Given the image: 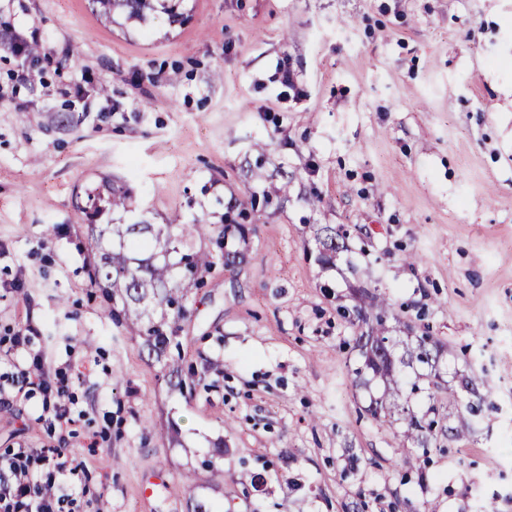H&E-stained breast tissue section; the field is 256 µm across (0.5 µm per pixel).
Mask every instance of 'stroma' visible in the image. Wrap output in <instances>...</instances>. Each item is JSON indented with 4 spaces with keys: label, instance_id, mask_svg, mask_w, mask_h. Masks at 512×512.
Here are the masks:
<instances>
[{
    "label": "stroma",
    "instance_id": "stroma-1",
    "mask_svg": "<svg viewBox=\"0 0 512 512\" xmlns=\"http://www.w3.org/2000/svg\"><path fill=\"white\" fill-rule=\"evenodd\" d=\"M179 10L0 0V38L25 47L0 49V377L44 353L80 417L60 444L40 397L1 388L0 453L64 446L81 512H512V0ZM111 184L127 208L86 207ZM266 194L241 263L189 289L179 352L107 315L92 225L203 222L191 244L213 253ZM313 224L344 231L335 267ZM356 288L398 339L429 328L445 381L473 380V432L424 449L367 413L368 326L339 312ZM98 4L100 12L111 16L114 10L120 9L126 12L129 19L146 22L147 13L154 10V0H94Z\"/></svg>",
    "mask_w": 512,
    "mask_h": 512
}]
</instances>
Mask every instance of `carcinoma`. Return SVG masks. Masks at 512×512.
I'll return each instance as SVG.
<instances>
[{"label":"carcinoma","mask_w":512,"mask_h":512,"mask_svg":"<svg viewBox=\"0 0 512 512\" xmlns=\"http://www.w3.org/2000/svg\"><path fill=\"white\" fill-rule=\"evenodd\" d=\"M102 14L109 16L120 9L128 18L140 22L154 10V0H94ZM206 224H151L139 221L133 224H110L98 231L97 239L110 235L111 245L99 252L98 262L90 270V279L105 299L112 304L108 316L125 324L133 336L144 338L149 351L161 358L178 337L177 320L187 313L184 300L187 290L197 284L198 274L209 270L213 256L209 252L185 248L188 240L206 233ZM314 239L319 245V261L330 263L342 249L336 227H313ZM248 240L242 224L224 225L220 246L224 269L232 270L239 263L240 246ZM355 319L372 320L371 334L361 336L358 346L363 363L354 370L358 381L378 380L383 384L381 397L371 402L367 411L376 419L395 417L407 426V435L416 437L426 447L434 438V421H423L410 408L409 394L419 390L418 380L441 385L440 348L433 337L422 334L405 344L403 352L396 353L397 342L388 336L386 328L387 304L374 295L354 306ZM412 370L415 381L410 392H405V372ZM474 412L469 403L458 400L453 389H448V418L457 419V425L448 427L454 438L469 434L471 424L463 413Z\"/></svg>","instance_id":"cac0c4a2"}]
</instances>
